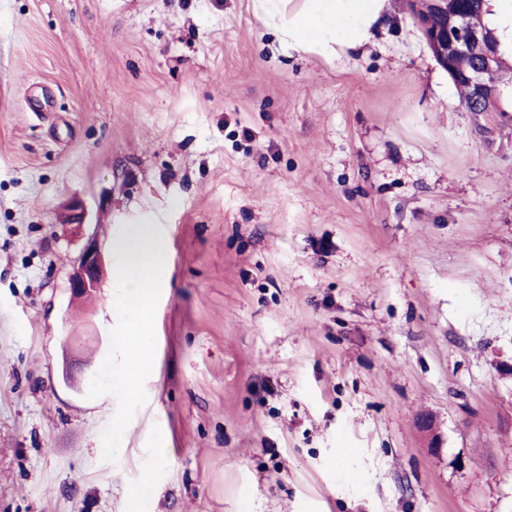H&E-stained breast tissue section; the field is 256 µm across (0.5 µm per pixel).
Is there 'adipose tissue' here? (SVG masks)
I'll list each match as a JSON object with an SVG mask.
<instances>
[{
    "instance_id": "1",
    "label": "adipose tissue",
    "mask_w": 512,
    "mask_h": 512,
    "mask_svg": "<svg viewBox=\"0 0 512 512\" xmlns=\"http://www.w3.org/2000/svg\"><path fill=\"white\" fill-rule=\"evenodd\" d=\"M267 15L282 16L279 27L289 49L326 59L370 42L388 0H256ZM118 261L114 301L126 306L125 334L114 344L123 355L125 373L120 382L128 397H136L148 354L150 305L166 263V247L152 224H129L112 243Z\"/></svg>"
}]
</instances>
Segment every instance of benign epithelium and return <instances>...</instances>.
<instances>
[{"label":"benign epithelium","mask_w":512,"mask_h":512,"mask_svg":"<svg viewBox=\"0 0 512 512\" xmlns=\"http://www.w3.org/2000/svg\"><path fill=\"white\" fill-rule=\"evenodd\" d=\"M407 11L421 27L429 50L437 64L448 73L453 84H464L473 101L482 106L500 97V86L489 85L483 75L500 66L498 43L487 28L477 4L472 0H436L444 22L431 26L418 14L417 0H405ZM468 57L473 67L462 70L456 61ZM104 275V260L96 243H90L80 254L69 288L73 295L82 296L97 288Z\"/></svg>","instance_id":"benign-epithelium-1"}]
</instances>
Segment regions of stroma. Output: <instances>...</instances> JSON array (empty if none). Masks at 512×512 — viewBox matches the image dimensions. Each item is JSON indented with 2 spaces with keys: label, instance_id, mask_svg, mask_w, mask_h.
<instances>
[{
  "label": "stroma",
  "instance_id": "obj_1",
  "mask_svg": "<svg viewBox=\"0 0 512 512\" xmlns=\"http://www.w3.org/2000/svg\"><path fill=\"white\" fill-rule=\"evenodd\" d=\"M273 23L0 0V512H126L147 472L138 512H512V88L465 111L399 0L332 60ZM143 223L170 263L131 401L101 366ZM104 275V260L96 243H90L80 254L69 288L73 295L82 296L97 288Z\"/></svg>",
  "mask_w": 512,
  "mask_h": 512
}]
</instances>
